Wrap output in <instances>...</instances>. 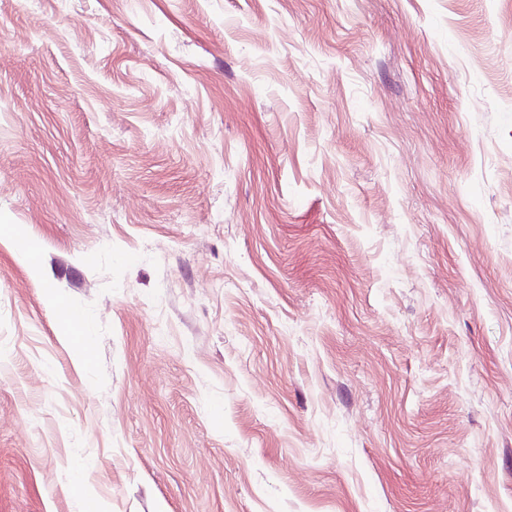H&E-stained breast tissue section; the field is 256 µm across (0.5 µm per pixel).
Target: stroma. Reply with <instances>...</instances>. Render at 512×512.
I'll return each mask as SVG.
<instances>
[{"instance_id":"35a3bbf8","label":"stroma","mask_w":512,"mask_h":512,"mask_svg":"<svg viewBox=\"0 0 512 512\" xmlns=\"http://www.w3.org/2000/svg\"><path fill=\"white\" fill-rule=\"evenodd\" d=\"M0 222V512H512V0H0Z\"/></svg>"}]
</instances>
